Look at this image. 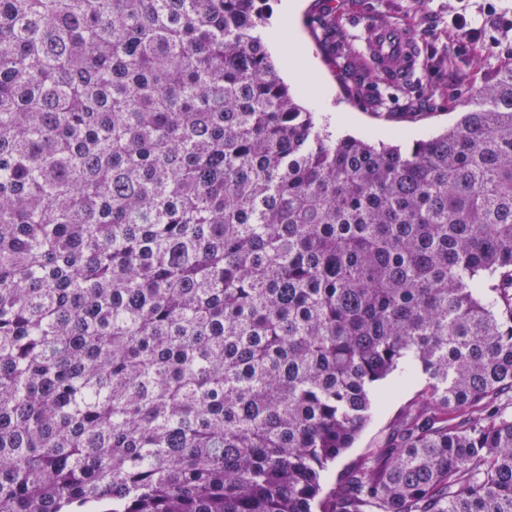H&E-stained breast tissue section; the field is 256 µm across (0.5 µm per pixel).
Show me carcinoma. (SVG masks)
<instances>
[{"mask_svg": "<svg viewBox=\"0 0 512 512\" xmlns=\"http://www.w3.org/2000/svg\"><path fill=\"white\" fill-rule=\"evenodd\" d=\"M264 2L0 0V512H512V67L338 137ZM424 384V378L420 377L405 387L388 389L377 405L371 420L359 433L353 447L349 448L330 465L324 483V490H328L336 481L338 474L350 464L377 448H385L390 444L395 435L400 416L414 404V400Z\"/></svg>", "mask_w": 512, "mask_h": 512, "instance_id": "carcinoma-1", "label": "carcinoma"}]
</instances>
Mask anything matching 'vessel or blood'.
Segmentation results:
<instances>
[{"label":"vessel or blood","instance_id":"b4317fda","mask_svg":"<svg viewBox=\"0 0 512 512\" xmlns=\"http://www.w3.org/2000/svg\"><path fill=\"white\" fill-rule=\"evenodd\" d=\"M366 50L373 63L396 78L415 67L417 55L411 35L369 21L365 24Z\"/></svg>","mask_w":512,"mask_h":512}]
</instances>
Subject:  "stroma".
I'll use <instances>...</instances> for the list:
<instances>
[{
  "label": "stroma",
  "mask_w": 512,
  "mask_h": 512,
  "mask_svg": "<svg viewBox=\"0 0 512 512\" xmlns=\"http://www.w3.org/2000/svg\"><path fill=\"white\" fill-rule=\"evenodd\" d=\"M299 19L304 43L315 60L312 76L288 78L291 89L303 90V103L313 107L317 91H326L333 104L347 112L349 122L337 127V135L366 137L377 135L387 143L412 146L415 139L434 135L453 125L472 93L488 83L502 67L512 64V43L502 42L495 51L483 43L455 50L450 29L453 16L479 15L484 19V40L499 36L498 14L512 11V0H498L487 11L486 0H304ZM330 14L337 39L355 50L358 70L371 71L372 63L361 55L362 26L374 20L411 34L419 47L417 68L396 84L366 83L348 90L344 74L325 56L320 30L309 25L314 11ZM425 384L388 390L371 420L359 433L352 448L330 465L326 481L334 483L338 474L359 458L386 447L395 435L400 416L412 406Z\"/></svg>",
  "instance_id": "obj_1"
}]
</instances>
